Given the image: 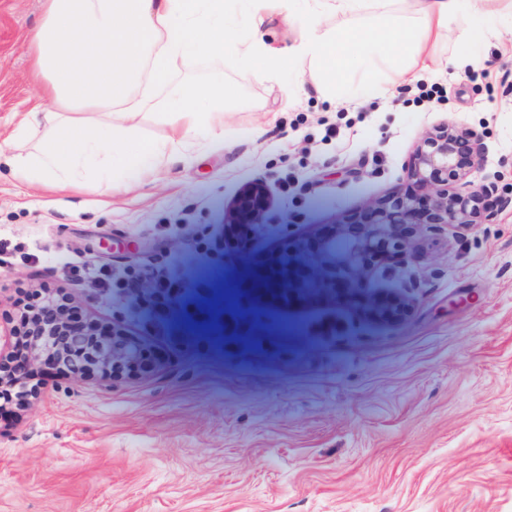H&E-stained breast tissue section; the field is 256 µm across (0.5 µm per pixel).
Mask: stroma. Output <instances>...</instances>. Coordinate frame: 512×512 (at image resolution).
<instances>
[{
	"label": "stroma",
	"instance_id": "stroma-1",
	"mask_svg": "<svg viewBox=\"0 0 512 512\" xmlns=\"http://www.w3.org/2000/svg\"><path fill=\"white\" fill-rule=\"evenodd\" d=\"M306 8L268 18L266 43L290 50ZM416 9L384 0L319 25L373 35L390 14L418 22ZM479 9L490 25L393 51L402 80L356 75L384 83L380 96L325 95L310 67L269 76L232 49L185 60L177 79L223 72L224 130L129 188H48L0 166V328L20 329V298L58 289L156 367L105 388L36 364L43 399L0 419V512H512V0ZM40 17L41 0H0L5 147L33 104ZM442 124L482 133L470 179L495 180L499 204L457 236L414 228L417 256L381 278L411 289L402 321L259 288L257 263L412 191V153ZM257 183L270 205L243 252L224 226ZM79 261L112 290L72 272ZM158 270L180 285L160 309L125 287Z\"/></svg>",
	"mask_w": 512,
	"mask_h": 512
}]
</instances>
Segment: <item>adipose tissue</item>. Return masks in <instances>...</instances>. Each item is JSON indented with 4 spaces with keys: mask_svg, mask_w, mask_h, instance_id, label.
I'll return each instance as SVG.
<instances>
[{
    "mask_svg": "<svg viewBox=\"0 0 512 512\" xmlns=\"http://www.w3.org/2000/svg\"><path fill=\"white\" fill-rule=\"evenodd\" d=\"M42 16L30 46L38 81L35 103L14 132L17 148L7 165L31 181L101 188L139 184L162 167L185 160V145L224 126L231 94L221 76L174 82L180 61L223 56L235 44L241 63L275 75L291 63H309L329 83L343 81L350 64L387 61L367 54L364 33L320 32L317 17L345 13L362 0H312L300 42L288 53L271 50L262 28L287 0H41ZM419 12L438 29L481 22L464 0H418ZM251 37L234 41L238 22ZM170 128L166 139L139 134L146 117ZM43 128L28 144L27 132Z\"/></svg>",
    "mask_w": 512,
    "mask_h": 512,
    "instance_id": "1",
    "label": "adipose tissue"
}]
</instances>
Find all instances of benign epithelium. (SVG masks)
I'll return each instance as SVG.
<instances>
[{"mask_svg":"<svg viewBox=\"0 0 512 512\" xmlns=\"http://www.w3.org/2000/svg\"><path fill=\"white\" fill-rule=\"evenodd\" d=\"M484 154L481 137L466 128L443 124L427 132L413 151L408 176L417 190L396 194L370 206V219L356 224H334L313 243H300L292 250L271 258L257 273L258 282L286 302L295 298L334 296L345 288L344 280L355 284L372 283L373 268L368 256L410 257L416 244L405 233L409 224L456 231L469 224L493 219L490 197L494 182L470 183L468 177ZM468 188L467 193L458 186ZM264 189L255 186L237 200L231 224L236 228L253 226L268 207ZM347 247L336 251V242ZM371 317L383 322L404 318L413 299L404 288L351 298ZM45 316L31 323L28 345L22 352L13 350L11 335H0V369L13 364L20 370L46 357L73 376H94L109 382L123 373L148 375L145 348L121 328L102 333L90 323L68 325L63 299L49 295L44 300Z\"/></svg>","mask_w":512,"mask_h":512,"instance_id":"7a95c632","label":"benign epithelium"}]
</instances>
